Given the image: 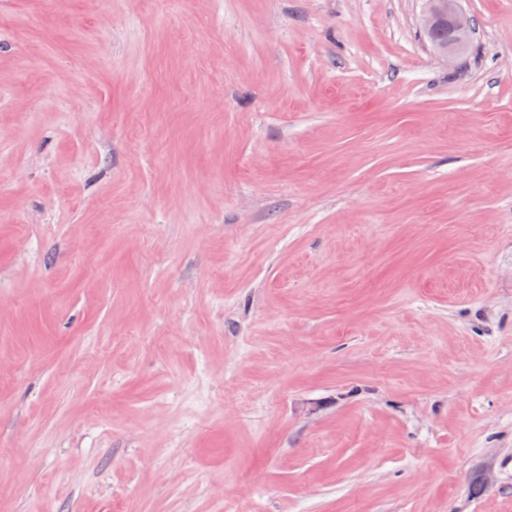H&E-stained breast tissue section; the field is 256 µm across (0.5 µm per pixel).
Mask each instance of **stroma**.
Returning a JSON list of instances; mask_svg holds the SVG:
<instances>
[{
  "label": "stroma",
  "mask_w": 512,
  "mask_h": 512,
  "mask_svg": "<svg viewBox=\"0 0 512 512\" xmlns=\"http://www.w3.org/2000/svg\"><path fill=\"white\" fill-rule=\"evenodd\" d=\"M0 0V512H512V0ZM426 11L422 19L425 33L436 27L438 17L448 18V45L430 42L437 57L446 62L454 61L453 57L463 53L471 40L473 27L470 17L463 10V0H426Z\"/></svg>",
  "instance_id": "stroma-1"
}]
</instances>
